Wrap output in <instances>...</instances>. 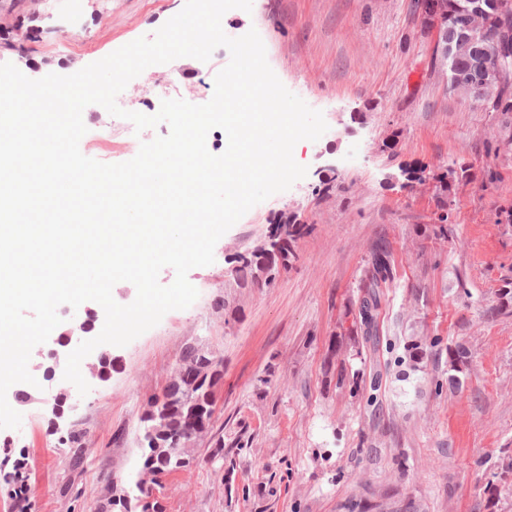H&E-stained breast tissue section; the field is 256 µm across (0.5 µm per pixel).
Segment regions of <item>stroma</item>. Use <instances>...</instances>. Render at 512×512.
I'll list each match as a JSON object with an SVG mask.
<instances>
[{
    "label": "stroma",
    "instance_id": "35a3bbf8",
    "mask_svg": "<svg viewBox=\"0 0 512 512\" xmlns=\"http://www.w3.org/2000/svg\"><path fill=\"white\" fill-rule=\"evenodd\" d=\"M36 2L38 41L23 57L0 53L32 79L73 74L53 62L65 32L86 66L153 38L185 4ZM222 23L233 38L256 30L269 66L328 129L296 145L306 176L234 224L213 264L190 270L196 301L113 347L108 380L88 377L64 423L85 434L80 475L43 416L47 389L18 405L11 455L25 459L33 512H90L113 486H131L139 418L190 345L214 351L223 376L196 465L153 487L164 512H512V488L493 503L483 493L495 456L512 449V153L494 150L512 123L449 93L437 30L414 0H252ZM229 59L220 47L206 62L150 66L122 106H160L172 68L173 98L206 103L201 78ZM284 218L302 227L287 268L239 279L238 254ZM378 244L393 254L394 279L376 348L359 353L349 331ZM421 338L429 347L415 367L405 348ZM459 345L468 363L455 389L448 351ZM239 439L247 448L235 449Z\"/></svg>",
    "mask_w": 512,
    "mask_h": 512
}]
</instances>
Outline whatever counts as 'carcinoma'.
Segmentation results:
<instances>
[{
  "instance_id": "obj_1",
  "label": "carcinoma",
  "mask_w": 512,
  "mask_h": 512,
  "mask_svg": "<svg viewBox=\"0 0 512 512\" xmlns=\"http://www.w3.org/2000/svg\"><path fill=\"white\" fill-rule=\"evenodd\" d=\"M12 18V22L0 30V51L24 52L25 40L19 38V23L28 18L31 11L26 0H9L0 5ZM441 59L447 62L448 68L462 66L465 61L459 59L453 45L444 37H439L438 48ZM485 102L489 109L502 107L512 111V81L500 83L494 77L488 78L484 86ZM274 231L280 240L276 256L282 260V266H288V242L299 232L296 224H275ZM272 248L268 242H263L248 255L241 258L238 271L247 274L252 266L263 259L269 262L266 270L270 273L278 270L276 263L270 262ZM394 263L392 253L385 247H375L371 250L369 259V274L363 284L365 295L358 307V316L354 326L365 335V339L373 338L377 330L376 319L383 296L382 288L393 280ZM219 363L213 366H200L199 380L193 385L180 386L175 391L165 390L151 398L148 408L139 418L138 438L140 452V467L137 478L130 487V493L108 500L101 506L102 512H138L139 501L151 497L145 486L144 477L155 480L162 475L181 472L189 469L196 458L191 454L193 441L209 427L213 418V389L218 382ZM83 435L75 432L70 435L68 447L71 448L70 466L72 470L84 467L81 452ZM512 476V451L502 450L493 462L492 480L488 481L484 493L492 501L500 496L499 483L504 481V475ZM27 475L24 462L4 453L0 460V485L9 489L12 508L17 512H28L31 502L27 494Z\"/></svg>"
}]
</instances>
